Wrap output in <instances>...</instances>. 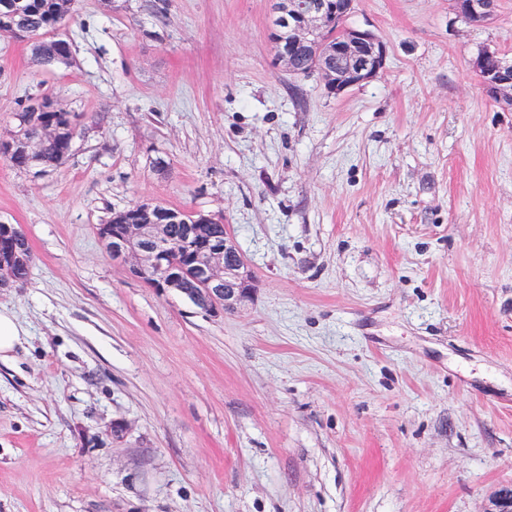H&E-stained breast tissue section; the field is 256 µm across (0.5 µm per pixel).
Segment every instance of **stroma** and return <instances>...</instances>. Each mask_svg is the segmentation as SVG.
I'll list each match as a JSON object with an SVG mask.
<instances>
[{
  "label": "stroma",
  "mask_w": 512,
  "mask_h": 512,
  "mask_svg": "<svg viewBox=\"0 0 512 512\" xmlns=\"http://www.w3.org/2000/svg\"><path fill=\"white\" fill-rule=\"evenodd\" d=\"M274 0H79L64 64L0 35V134L82 113L35 179L0 159L34 254L0 288V512H489L512 485V0H355L387 46L345 93L274 65ZM150 200L222 218L254 296L159 294L97 230ZM127 425L112 432L114 421ZM454 3L462 18L477 17L487 22L496 14V0H454ZM497 51L485 49L475 61L474 67L481 77L482 83L490 93L498 99V102L507 106L512 104V68L492 69L489 59L497 57ZM27 105L23 106L19 112H15V128L14 130L20 133L23 137L33 133L37 128L40 115H35L34 112H58L54 113L56 122L59 125L69 126L74 117H80L75 112H59V108L51 101L43 97H34L29 103L30 112H24Z\"/></svg>",
  "instance_id": "obj_1"
}]
</instances>
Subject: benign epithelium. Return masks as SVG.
Listing matches in <instances>:
<instances>
[{
  "instance_id": "benign-epithelium-1",
  "label": "benign epithelium",
  "mask_w": 512,
  "mask_h": 512,
  "mask_svg": "<svg viewBox=\"0 0 512 512\" xmlns=\"http://www.w3.org/2000/svg\"><path fill=\"white\" fill-rule=\"evenodd\" d=\"M457 13L463 17L490 20L496 14V0H454ZM353 0H288V43L273 40L275 64L288 74L303 77L319 74L329 92L341 94L351 87L375 78L385 67V44L369 29L346 24L352 13ZM336 26V40L318 53L312 66L298 65L299 49L312 44V38L329 26ZM498 56L490 49L480 53L474 67L482 83L498 102L512 104V68L493 69L489 59ZM36 153L40 141H18L14 134L0 137V155L9 157L18 144ZM135 210L126 211L127 218L101 226L99 238L112 259L128 266L130 273L164 294L172 289L182 290L192 284L197 307L216 316L232 312L252 299V272L228 231L220 233L212 224H189L181 237L170 234L167 219L155 224H139L133 220ZM180 252L188 264L175 263L171 254ZM490 512H512V487L498 491Z\"/></svg>"
}]
</instances>
